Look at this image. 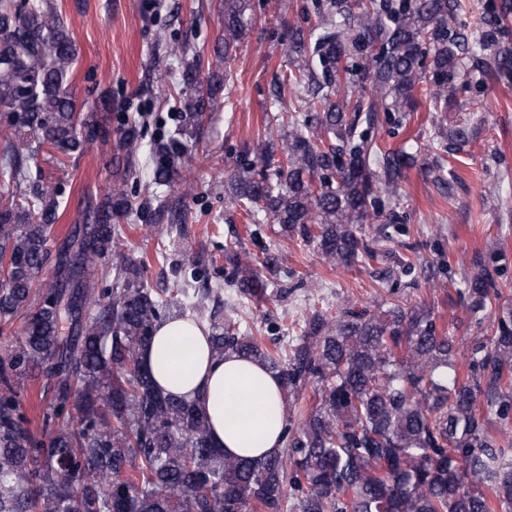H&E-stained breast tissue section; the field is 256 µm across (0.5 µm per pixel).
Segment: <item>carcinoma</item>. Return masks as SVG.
<instances>
[{"label": "carcinoma", "instance_id": "obj_1", "mask_svg": "<svg viewBox=\"0 0 512 512\" xmlns=\"http://www.w3.org/2000/svg\"><path fill=\"white\" fill-rule=\"evenodd\" d=\"M244 0H224L216 64L232 60L244 35ZM458 0H318L314 28L283 35L293 69L278 80L277 102L253 146L225 175L230 200L246 215L268 216L282 232L314 243L333 267L350 269L390 253L391 191L415 155L385 149L371 134L378 113L401 123L414 92L436 112L456 95L467 55L512 79V46L502 41L512 0L469 34L456 26ZM185 63L179 127L154 143L153 178L174 182L193 131L227 71L205 50H180ZM76 48L52 0H0V128L13 138L0 157V333L26 316L22 335L0 356V512H512V310L482 264L456 289L469 322L444 328L426 307L390 287L414 269L403 256L376 280L390 299L331 314L309 307L302 335L286 353L241 331L245 303L280 301L253 263L224 246L225 283L175 263L173 288L148 287L142 264L123 252L115 217L136 202L119 187L86 204L84 224L50 248L59 219L56 189L31 178L42 156L66 165L112 131L77 106L70 91ZM288 127L274 143L271 126ZM466 128L432 145L466 140ZM125 175L138 132L117 142ZM385 217L374 235L362 226ZM55 258L52 278L44 277ZM112 258V285L104 264ZM204 324L215 355L254 358L282 383L285 447L263 459L224 456L199 404L159 390L141 360L157 324L173 317ZM493 327L492 335L460 332ZM38 371L53 382L37 439L26 427L21 382ZM313 387L315 402L295 412Z\"/></svg>", "mask_w": 512, "mask_h": 512}]
</instances>
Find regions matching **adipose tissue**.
I'll list each match as a JSON object with an SVG mask.
<instances>
[{
  "instance_id": "adipose-tissue-1",
  "label": "adipose tissue",
  "mask_w": 512,
  "mask_h": 512,
  "mask_svg": "<svg viewBox=\"0 0 512 512\" xmlns=\"http://www.w3.org/2000/svg\"><path fill=\"white\" fill-rule=\"evenodd\" d=\"M144 360L163 391L199 399L215 446L259 459L283 446L286 417L280 380L257 361L214 355L208 329L173 318L155 331Z\"/></svg>"
}]
</instances>
